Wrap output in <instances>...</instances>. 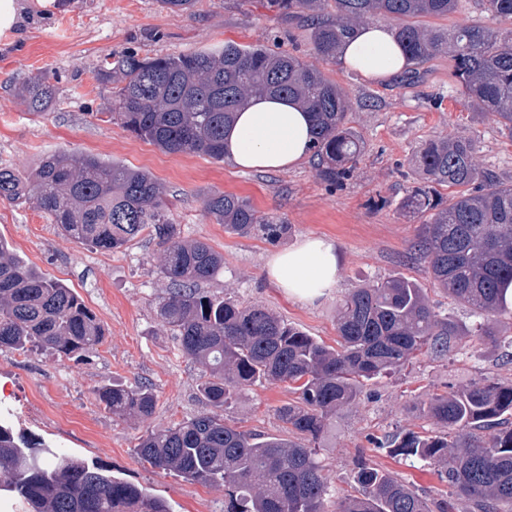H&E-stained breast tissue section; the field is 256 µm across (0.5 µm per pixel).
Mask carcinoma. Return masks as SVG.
Returning <instances> with one entry per match:
<instances>
[{
	"label": "carcinoma",
	"instance_id": "cac0c4a2",
	"mask_svg": "<svg viewBox=\"0 0 512 512\" xmlns=\"http://www.w3.org/2000/svg\"><path fill=\"white\" fill-rule=\"evenodd\" d=\"M459 0H269L290 18H322L311 28L316 55L337 48L376 15L394 21L397 40L420 66L448 55L451 75L491 112L512 138V28L469 24L441 29L422 23L446 18ZM495 19H512V0H485ZM96 79L119 82L109 120L172 153L224 159V130L256 96H286L311 113L316 176L330 186L350 176L363 142L348 126V98L316 67L283 51L227 42L216 52L105 59ZM54 86L41 72L28 81L24 102L41 114ZM472 141L430 139L415 158L423 185L404 204L425 215L411 252L434 284L481 318L467 329L436 313L424 288L389 277L351 291L340 303L339 341L333 347L263 305L243 306L201 287L224 265L204 242H186L168 214L157 182L145 171L77 152H54L26 176L0 168V199L34 198L68 237L118 250L147 234L162 246L158 268L167 279L159 325L176 337L183 355L203 367L197 391L207 410L175 426L145 432L135 446L143 463L204 485L224 486V512H327L328 482L314 444L333 417L356 403L362 381L390 374L417 352L443 355L457 336L498 343L504 285L512 282V182L474 161ZM449 191L443 204L441 190ZM205 212L224 229L270 243L291 225L259 214L250 200L213 193ZM104 329L84 301L62 282L21 261L0 241V350L43 351L59 361L103 343ZM286 383L296 400L278 409L295 439L241 430L224 409L245 387ZM104 409L143 423L154 414L148 386L114 385L94 391ZM427 414L443 433L394 435L387 442L405 456L438 468L469 512H512V382L482 379L463 391L432 394ZM359 494L336 512H452L392 473L361 460ZM0 488L29 512H169L166 502L64 451L32 441L0 424Z\"/></svg>",
	"mask_w": 512,
	"mask_h": 512
}]
</instances>
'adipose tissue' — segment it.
I'll list each match as a JSON object with an SVG mask.
<instances>
[{"label":"adipose tissue","instance_id":"obj_1","mask_svg":"<svg viewBox=\"0 0 512 512\" xmlns=\"http://www.w3.org/2000/svg\"><path fill=\"white\" fill-rule=\"evenodd\" d=\"M338 60L377 81L387 80L408 64L390 28L381 23L360 27ZM311 125L309 113L296 101L251 99L224 134V155L243 170H288L307 156ZM267 273L289 295L312 303L336 287L338 253L330 240L308 236L272 255Z\"/></svg>","mask_w":512,"mask_h":512}]
</instances>
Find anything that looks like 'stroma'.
Returning a JSON list of instances; mask_svg holds the SVG:
<instances>
[{"label":"stroma","instance_id":"1","mask_svg":"<svg viewBox=\"0 0 512 512\" xmlns=\"http://www.w3.org/2000/svg\"><path fill=\"white\" fill-rule=\"evenodd\" d=\"M17 34L0 36V168L26 174L48 153L74 149L148 172L168 201L183 240L202 241L224 257L206 288L244 305L262 303L288 323L335 344L338 305L354 288L401 275L424 288L441 315L472 326L470 308L433 286L409 246L423 222L403 202L420 186L414 158L430 139H472L474 159L512 181V139L492 113L477 111L448 72V58L433 57L416 74L370 82L340 62L322 61L299 20L269 9L266 0H197L188 11L161 8L158 0H25ZM264 44L319 68L348 95L349 124L364 143L353 175L330 187L312 159L284 172L244 171L204 154L168 153L137 138L107 113L112 87L95 75L109 55L141 57L215 51L225 42ZM55 87L50 108L30 114L22 88L37 72ZM248 198L264 214L291 224L288 238L269 243L236 235L206 215L210 192ZM306 236L335 243L339 281L325 297L306 303L288 295L266 274L270 257ZM0 239L30 266L73 288L96 314L105 339L79 359L58 361L40 353L0 350V420L47 445L97 464L163 499L170 512H224V489L205 486L140 463L134 448L148 428L169 427L205 409L196 389L201 368L178 348L155 318L167 282L156 268L157 239L144 236L117 251H103L64 236L36 200H0ZM502 342L461 336L447 356L414 355L401 370L366 382L359 403L340 411L317 444L330 479L326 502L354 494L358 460L375 462L405 484L435 499L450 497L435 468L377 448L373 439L408 432L435 434L423 415L428 395L461 390L485 377L512 381V313L500 317ZM151 385L153 417L138 424L113 417L95 390ZM295 398L287 385L252 386L225 410L228 423L284 435L277 410Z\"/></svg>","mask_w":512,"mask_h":512}]
</instances>
